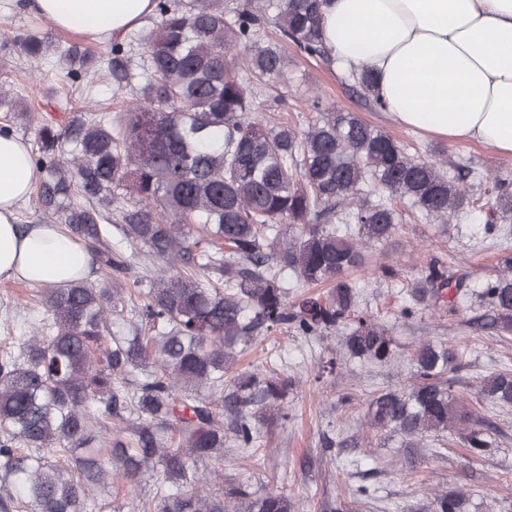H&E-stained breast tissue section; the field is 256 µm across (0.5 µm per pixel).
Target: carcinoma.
<instances>
[{
	"label": "carcinoma",
	"mask_w": 512,
	"mask_h": 512,
	"mask_svg": "<svg viewBox=\"0 0 512 512\" xmlns=\"http://www.w3.org/2000/svg\"><path fill=\"white\" fill-rule=\"evenodd\" d=\"M152 25L111 46L109 74L132 105L114 114L9 112L36 123L38 202L45 223L65 225L115 283L130 274L135 249L166 263L145 288H95L85 281L47 286L52 320L34 324L21 354L0 356V475L13 492L0 509L92 512L112 478L137 481L162 469L168 488L149 512H297L282 492L245 485L205 488L198 463L224 457V432L251 448L260 426L288 418L294 383L275 371L224 382L243 353L272 333L313 338L348 329V352L393 358L392 341L357 308L346 273L367 264L365 250L396 232L395 202L445 222L481 198L387 132L311 97L304 129L257 122L254 81L283 75L278 43L329 59L319 0H155ZM37 63L56 50L69 80L90 72L94 55L76 43L59 50L47 33L15 39ZM344 80L387 111L365 68ZM492 214L512 223V180L494 177ZM289 239L278 243V225ZM118 230L127 253L112 245ZM510 270L485 281V313L474 333L512 334ZM328 285L327 295L288 298L285 280ZM435 310L457 312L465 280L434 260L413 282ZM138 317L131 327L127 309ZM455 349L421 343L410 383L376 394L370 427L409 445L456 431L475 458L495 444L475 405L512 404V373L479 384L476 403L454 391ZM434 512H465L460 489L434 498Z\"/></svg>",
	"instance_id": "1"
}]
</instances>
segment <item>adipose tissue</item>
Returning <instances> with one entry per match:
<instances>
[{
    "mask_svg": "<svg viewBox=\"0 0 512 512\" xmlns=\"http://www.w3.org/2000/svg\"><path fill=\"white\" fill-rule=\"evenodd\" d=\"M54 28L123 36L154 0H29ZM326 45L343 67L371 69L393 119L450 142L512 156V0H326ZM30 148L0 133V280L62 286L86 278L79 244L56 225L20 228L34 184Z\"/></svg>",
    "mask_w": 512,
    "mask_h": 512,
    "instance_id": "obj_1",
    "label": "adipose tissue"
}]
</instances>
